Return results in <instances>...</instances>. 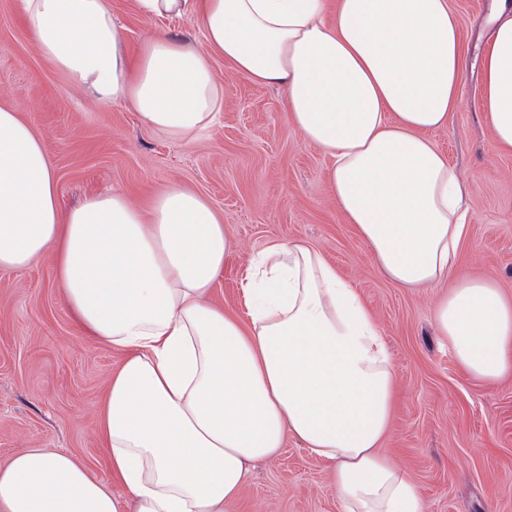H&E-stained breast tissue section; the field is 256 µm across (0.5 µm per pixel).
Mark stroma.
<instances>
[{
  "label": "stroma",
  "mask_w": 512,
  "mask_h": 512,
  "mask_svg": "<svg viewBox=\"0 0 512 512\" xmlns=\"http://www.w3.org/2000/svg\"><path fill=\"white\" fill-rule=\"evenodd\" d=\"M467 53L457 109L429 137L468 186L471 222L454 277L490 275L512 296V151L499 152L480 103L479 56L490 42L492 0H451ZM127 42L151 32L205 47L196 17L145 18L133 0H110ZM16 0H0V106L16 107L42 138L62 208L114 190L139 205L173 181L204 194L224 218L233 252L214 288L225 311L242 313L240 281L269 242L319 249L379 323L395 370L384 446L416 485L424 512H512V377L471 376L440 336L443 291L390 281L329 193L331 160L288 122L284 92L210 65L224 90L216 123L172 141L122 103L99 102L69 82L24 35ZM122 361L75 324L50 258L0 271V464L16 449L78 456L91 477H109L99 404ZM328 461L288 438L279 455L251 466L230 512H342Z\"/></svg>",
  "instance_id": "obj_1"
}]
</instances>
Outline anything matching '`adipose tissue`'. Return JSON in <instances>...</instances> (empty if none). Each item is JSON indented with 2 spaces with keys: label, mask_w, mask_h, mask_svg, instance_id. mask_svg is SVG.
I'll list each match as a JSON object with an SVG mask.
<instances>
[{
  "label": "adipose tissue",
  "mask_w": 512,
  "mask_h": 512,
  "mask_svg": "<svg viewBox=\"0 0 512 512\" xmlns=\"http://www.w3.org/2000/svg\"><path fill=\"white\" fill-rule=\"evenodd\" d=\"M135 4L149 18L197 15L206 49L155 33L130 50L108 0H18L46 61L173 141L221 111L209 54L282 87L293 128L331 157L336 207L374 265L407 288L447 286L434 316L458 363L486 381L512 376V299L494 278L451 277L468 211L428 137L447 126L463 79L450 0H336L331 16L326 0ZM491 25L481 104L495 145L512 149V0H495ZM47 253L77 323L123 354L99 422L111 478L20 448L0 465V512H226L250 463L290 437L330 462L343 512H423L382 448L395 388L382 330L320 250L255 252L246 316L228 314L210 294L231 240L206 197L173 182L145 210L122 191L62 210L42 139L0 107V271Z\"/></svg>",
  "instance_id": "obj_1"
}]
</instances>
